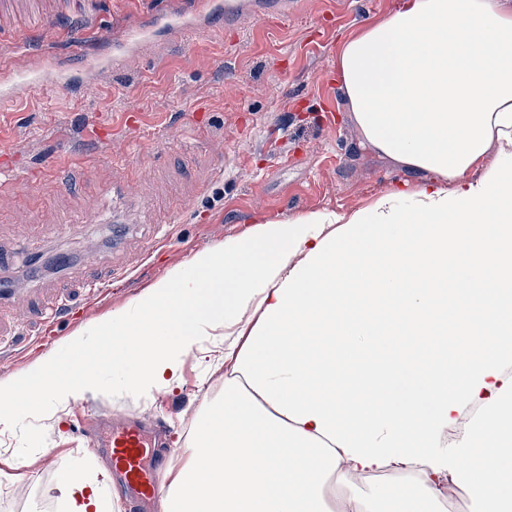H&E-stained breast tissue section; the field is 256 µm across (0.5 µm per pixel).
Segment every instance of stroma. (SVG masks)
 Listing matches in <instances>:
<instances>
[{
  "instance_id": "1",
  "label": "stroma",
  "mask_w": 512,
  "mask_h": 512,
  "mask_svg": "<svg viewBox=\"0 0 512 512\" xmlns=\"http://www.w3.org/2000/svg\"><path fill=\"white\" fill-rule=\"evenodd\" d=\"M165 0H65L48 22L0 23V83L42 63L82 62ZM400 0H294L287 15L222 16L146 46L88 84L24 88L0 101V381L67 348L171 272L256 225L349 215L408 172L363 144L336 78L343 40ZM123 280L89 281L112 270ZM228 336L204 337L171 387L125 388L101 370L78 403H54L0 431V512H64L58 478L82 472L106 512L126 499L106 457L83 448L100 413L146 419L192 445L219 399ZM16 487L28 488L24 497Z\"/></svg>"
}]
</instances>
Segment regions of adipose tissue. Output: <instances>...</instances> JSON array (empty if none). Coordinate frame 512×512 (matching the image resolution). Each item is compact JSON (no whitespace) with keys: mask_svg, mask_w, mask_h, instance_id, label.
<instances>
[{"mask_svg":"<svg viewBox=\"0 0 512 512\" xmlns=\"http://www.w3.org/2000/svg\"><path fill=\"white\" fill-rule=\"evenodd\" d=\"M337 70L364 139L415 187L197 254L68 353L0 382V429L109 365L131 389L169 387L201 337L233 328L245 341L228 347L224 395L197 417L164 512H431L452 484L512 512V10L401 0L345 38ZM493 151L503 164L468 181ZM389 469L390 494L329 506V477ZM59 490L67 512H101L82 473Z\"/></svg>","mask_w":512,"mask_h":512,"instance_id":"1","label":"adipose tissue"}]
</instances>
